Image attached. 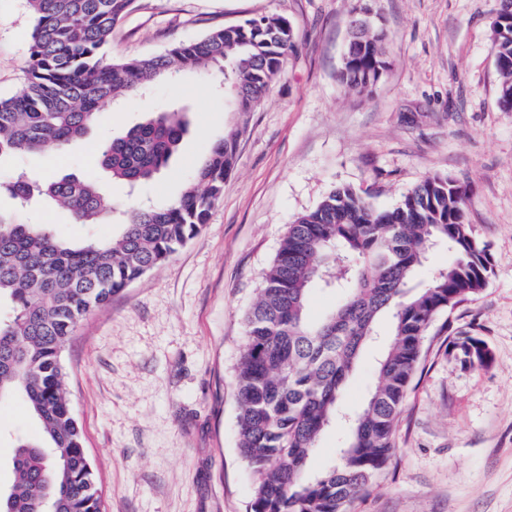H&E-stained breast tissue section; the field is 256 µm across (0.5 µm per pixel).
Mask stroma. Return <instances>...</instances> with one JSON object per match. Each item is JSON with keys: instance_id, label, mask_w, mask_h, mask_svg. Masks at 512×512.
Here are the masks:
<instances>
[{"instance_id": "obj_1", "label": "stroma", "mask_w": 512, "mask_h": 512, "mask_svg": "<svg viewBox=\"0 0 512 512\" xmlns=\"http://www.w3.org/2000/svg\"><path fill=\"white\" fill-rule=\"evenodd\" d=\"M366 4L387 35L390 67L372 95L338 80L353 9ZM495 0H137L106 61L167 52L239 21L283 15L295 51L254 111L224 108L200 78L155 83L102 113L56 161H0L48 179L66 174L126 189L99 162L102 140L144 112L184 106L181 153L150 187L176 198L192 169L240 124L236 162L200 234L166 263L90 313L64 353L66 387L102 489L103 512H248L249 473L237 452L235 368L244 316L288 225L335 186L393 207L414 183L445 174L467 191L466 217L492 273L484 290L438 316L396 429L397 451L353 512H512V111L498 102L491 49ZM27 0H0V97L28 67ZM0 219L48 224L61 238L107 239L116 224L75 223L0 194ZM475 336L489 365L464 361L455 338ZM380 346L363 355L340 408L356 412L376 378ZM22 400L0 404V484L15 436L38 437Z\"/></svg>"}]
</instances>
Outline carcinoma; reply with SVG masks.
I'll return each instance as SVG.
<instances>
[{
  "label": "carcinoma",
  "mask_w": 512,
  "mask_h": 512,
  "mask_svg": "<svg viewBox=\"0 0 512 512\" xmlns=\"http://www.w3.org/2000/svg\"><path fill=\"white\" fill-rule=\"evenodd\" d=\"M136 0H28L34 18L25 82L0 98V159L46 154L83 137L108 103L141 95L154 82L197 73L224 89L234 112L253 111L294 50L282 15L249 18L175 45L157 56L102 64L112 32ZM492 44L500 104L512 110V0H498ZM390 65L386 33L369 21L346 48L338 79L369 95ZM186 109L150 112L99 149L103 168L129 192L154 183L182 147ZM242 128L213 146L181 196L165 205L132 199L121 232L72 243L46 224L0 221V402L19 398L42 437L20 439L0 512H102V495L82 429L65 387L63 353L87 315L197 236L222 196ZM18 203L53 202L78 224L112 214L103 186L65 176L38 181L19 173L0 183ZM465 192L445 175H429L393 207L381 209L349 185L332 188L298 214L283 236L245 313V345L236 366L238 451L251 478L249 512H349L388 467L396 425L429 329L442 313L485 288L486 250L465 221ZM445 247L448 265L422 288L415 279ZM347 289L342 302L311 320L312 287ZM389 340L363 407L348 419L337 461L308 469L320 435L335 423L342 392L362 353ZM483 342L456 343L486 366Z\"/></svg>",
  "instance_id": "obj_1"
}]
</instances>
